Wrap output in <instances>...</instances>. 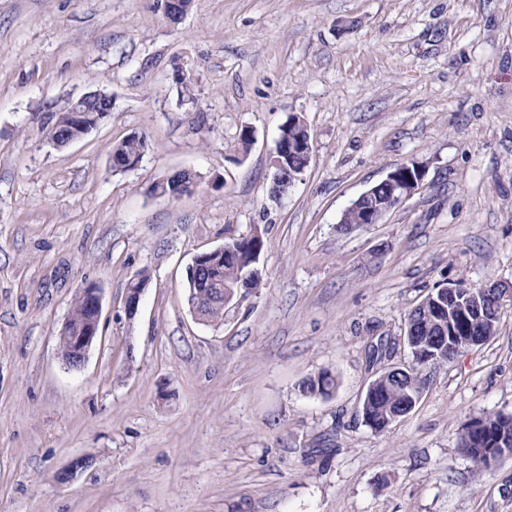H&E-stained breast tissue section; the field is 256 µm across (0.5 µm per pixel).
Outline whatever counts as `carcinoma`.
I'll return each mask as SVG.
<instances>
[{
    "label": "carcinoma",
    "mask_w": 512,
    "mask_h": 512,
    "mask_svg": "<svg viewBox=\"0 0 512 512\" xmlns=\"http://www.w3.org/2000/svg\"><path fill=\"white\" fill-rule=\"evenodd\" d=\"M97 107H91L87 113L83 127L69 123L66 113L60 112L55 123L48 128L47 138L58 139L64 136L82 139L96 127L95 117ZM148 148V138L144 134L133 136L112 147L115 156H133ZM226 251L224 256L210 259L206 269L202 270L200 280L195 288L188 291L187 301L199 303L200 318L208 323L224 321V310L233 304V301L224 299L228 290L251 292L260 287L263 274L259 267L260 255L265 247L264 240L249 236L232 238L224 243ZM71 324L83 325L95 318L96 312L78 296L69 312ZM499 322L487 319H474L469 323L472 333L491 339L497 334ZM406 330L414 337V346L411 347L414 364L409 366L408 372L419 384H424L421 371L427 368L435 369L454 360L460 353L459 339L451 340L448 348L440 353H432L436 335L434 325V312L431 307L419 306L410 311L407 317ZM336 387V379L327 370L308 378L304 389L312 395L328 396ZM413 390L408 383L385 384L379 383L372 392L366 393L362 409L365 410L364 422L374 431L383 432L388 428L387 418L399 411L405 404L410 403ZM505 437L512 441V415L496 414L473 418L461 427L459 446L476 462L485 466L495 462L488 455V449L494 447L498 438Z\"/></svg>",
    "instance_id": "1"
}]
</instances>
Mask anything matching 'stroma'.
I'll return each instance as SVG.
<instances>
[{
	"label": "stroma",
	"instance_id": "stroma-1",
	"mask_svg": "<svg viewBox=\"0 0 512 512\" xmlns=\"http://www.w3.org/2000/svg\"><path fill=\"white\" fill-rule=\"evenodd\" d=\"M93 91L109 117L52 146L55 114ZM293 115L313 158L275 202ZM133 133L148 150L113 171ZM408 162L422 188L340 231ZM179 169L192 194H152ZM254 232L261 287L195 321L194 257ZM445 280L512 289V0H193L176 24L160 0H0V512H512V457L487 468L458 446L469 419L512 414V302L408 415L382 433L362 418ZM91 284L99 337L68 371L59 332ZM322 370L331 396L303 392Z\"/></svg>",
	"mask_w": 512,
	"mask_h": 512
}]
</instances>
